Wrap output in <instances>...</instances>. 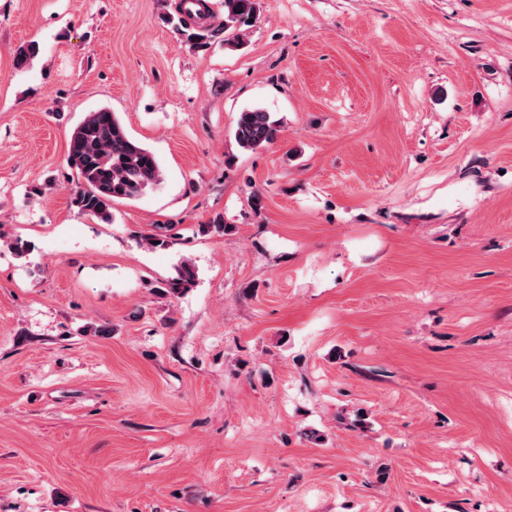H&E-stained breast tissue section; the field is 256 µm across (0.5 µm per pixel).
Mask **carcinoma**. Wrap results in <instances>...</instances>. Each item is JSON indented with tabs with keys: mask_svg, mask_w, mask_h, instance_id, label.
<instances>
[{
	"mask_svg": "<svg viewBox=\"0 0 512 512\" xmlns=\"http://www.w3.org/2000/svg\"><path fill=\"white\" fill-rule=\"evenodd\" d=\"M195 0H183L182 8L168 18V23L187 41L204 47L210 41L224 37L227 44H239L240 32L258 19L259 0H223V29L198 30L185 17L191 16L188 5ZM40 54V45L28 42L14 52L15 68L23 71L32 67ZM283 130L282 121L262 107H252L239 113L234 138L245 150H255L275 143ZM67 164L77 175L78 189L73 204L84 214L105 223L112 221V202L134 200L162 180L158 157L149 148L132 138L116 113L100 108L88 113L72 132L67 151ZM196 272L193 263L184 259L175 277L166 283V295L176 297L192 287Z\"/></svg>",
	"mask_w": 512,
	"mask_h": 512,
	"instance_id": "obj_1",
	"label": "carcinoma"
}]
</instances>
